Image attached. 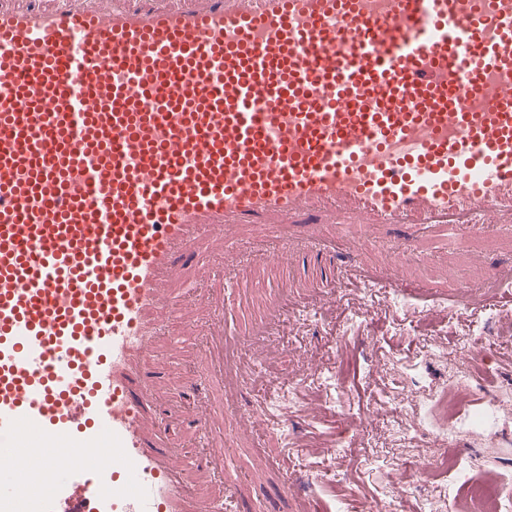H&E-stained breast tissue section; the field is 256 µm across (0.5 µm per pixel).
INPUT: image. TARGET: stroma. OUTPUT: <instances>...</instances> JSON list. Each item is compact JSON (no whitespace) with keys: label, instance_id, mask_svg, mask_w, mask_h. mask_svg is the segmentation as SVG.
<instances>
[{"label":"stroma","instance_id":"stroma-1","mask_svg":"<svg viewBox=\"0 0 512 512\" xmlns=\"http://www.w3.org/2000/svg\"><path fill=\"white\" fill-rule=\"evenodd\" d=\"M397 229L385 225L341 224L336 228V258L352 252L365 257L377 272L393 270L397 279L424 283L427 296H412L407 307L384 297L363 300L352 291L336 304L333 320L315 314L290 330L286 357L274 351L249 350L239 363V385L229 389L225 368L191 336H164L156 345L160 362L158 397L173 412L168 421V447L193 449L198 437L192 418L206 413L213 433L230 447L224 456V482L238 512H367L377 501H388L390 512H424L431 498L444 496L456 503L463 484L492 476L504 490L512 489V426L496 427L493 445L461 443L449 449L457 468L434 474L407 495L399 490L423 461L440 458V449L422 447L399 457L387 452L399 427H411L417 416L400 405L398 379L416 385L428 397L438 396L442 382L424 367L417 344L421 334L435 332L480 379L469 396L466 412H484L489 400L512 386V304L504 306L494 332V352L479 354L471 337L462 335L460 322L473 318L463 301L472 288L492 281L499 265L512 262V232L497 237L456 236L452 230L423 236L397 267H390ZM306 244H293L277 272L260 271L231 288L224 317L225 344L244 345L251 324L264 318L282 281L293 284L288 296L303 304L314 300L311 287L317 272L307 260ZM292 377L314 372L312 384H300L288 403L261 404L263 384L279 370ZM264 417L254 427L243 420L254 409ZM369 412L380 431L379 447L364 446L359 435L361 412ZM305 468L325 464L337 471L336 484L320 487L303 483L300 492L286 491L284 459Z\"/></svg>","mask_w":512,"mask_h":512}]
</instances>
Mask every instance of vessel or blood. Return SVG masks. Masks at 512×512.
Masks as SVG:
<instances>
[{
	"label": "vessel or blood",
	"instance_id": "obj_1",
	"mask_svg": "<svg viewBox=\"0 0 512 512\" xmlns=\"http://www.w3.org/2000/svg\"><path fill=\"white\" fill-rule=\"evenodd\" d=\"M342 218L401 256L512 229V0L0 9V512H223L161 444L154 343L229 238L240 280L284 226L326 261Z\"/></svg>",
	"mask_w": 512,
	"mask_h": 512
}]
</instances>
